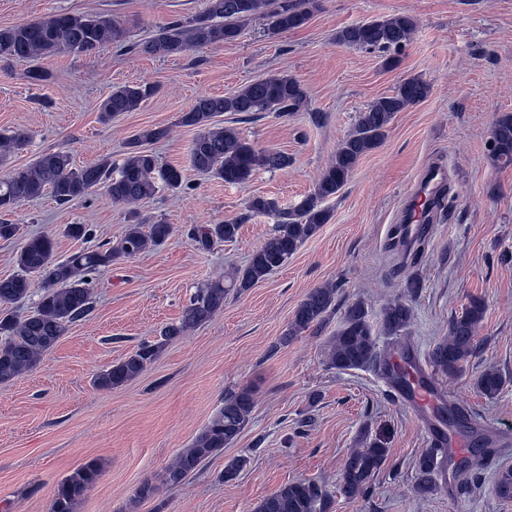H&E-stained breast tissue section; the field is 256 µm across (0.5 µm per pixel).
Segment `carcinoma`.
<instances>
[{
	"mask_svg": "<svg viewBox=\"0 0 512 512\" xmlns=\"http://www.w3.org/2000/svg\"><path fill=\"white\" fill-rule=\"evenodd\" d=\"M269 10L274 34L305 26L319 0H206L202 13L188 21L173 20L157 27L146 39L128 44V30L108 17L83 13H50L37 20L0 27V60L35 61L59 53L92 54L110 46L127 48L138 54L167 58L195 49L219 46L237 39L241 24L263 9ZM415 21L408 15L362 21L336 33V42L346 47L384 54L383 66L393 68L395 54L408 44ZM156 88L150 84H127L112 88L100 104L104 121L134 112ZM431 93L429 82L419 76L402 80L394 94L372 102L359 113L353 129L338 145L332 162L323 170L313 189L292 208L280 207L271 198L254 197L246 213L222 224H203L190 234L204 249L237 238L240 224L254 214L276 216L269 237L249 257L247 263L205 283L191 295L178 322L159 332V338L141 342L135 351L119 362L98 371L93 385L112 389L139 376L160 352L187 331L208 322L224 309V299L234 291L242 293L265 280L284 266L320 227L331 219L323 202L333 198L347 184L359 161L382 146L388 126L397 113L423 102ZM306 101L300 83L288 74L275 75L248 84L229 95H203L179 123L196 129L190 146L192 166L229 184H243L259 170H280L290 166L288 154L259 149L231 127L216 124L215 118L226 112L250 118L257 112H275L286 116L298 111ZM163 127L144 128L127 143V151L117 176H112V159L103 155L89 166L76 167L66 151L41 154L29 167L17 169L0 179V213L9 215L26 202L46 193L61 204L80 200L103 191L113 204L131 205L150 199L161 188L172 192L185 189L183 170L160 164L146 145L164 139ZM29 143L21 128L0 130V164ZM491 156L495 163L512 164V113L499 116L492 130ZM132 222L121 239L112 246L82 250L64 260L55 258V243L45 236L29 239L17 255L20 273L0 278V304L13 305L28 297V275L43 277V292L35 310L24 316L9 313L0 316V384L12 381L33 369L41 357L64 336L69 326L89 316L93 310L90 275L119 264L152 248L164 245L173 226L156 221L143 229V221L132 212ZM404 297L386 304L380 313L379 328L368 319L365 304L348 305L342 325L331 341L329 367L345 371L385 367L379 350L380 337L406 339L413 319L412 301L421 288L420 280L409 274L404 280ZM337 287L326 283L311 289L297 306L282 336L287 343L307 331L317 332L336 310ZM486 307L478 298L448 322V335L436 341L429 353L433 367L448 375L460 371L476 350L475 339L484 320ZM505 379L494 369L481 372L476 388L485 396H495ZM254 406L248 389L228 394L224 404L191 445L182 449L160 476L163 484L176 487L196 472L209 458L224 451L245 429ZM362 447L346 459L339 490L348 500L364 495L371 477L384 465L387 448L368 436ZM485 448L473 450L467 466L457 471L461 483L482 467ZM436 461L431 450L418 460L415 492L423 496L435 488ZM99 476L96 462L89 461L62 479L54 492L51 512H74L76 503ZM488 491L498 499L512 500V468L499 471ZM325 494L312 481H293L262 500L255 512H320Z\"/></svg>",
	"mask_w": 512,
	"mask_h": 512,
	"instance_id": "carcinoma-1",
	"label": "carcinoma"
}]
</instances>
